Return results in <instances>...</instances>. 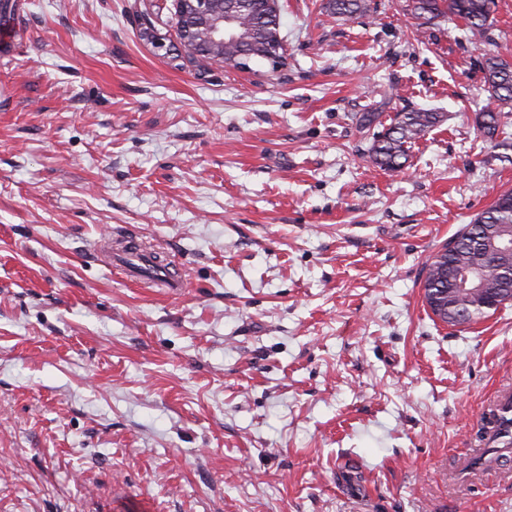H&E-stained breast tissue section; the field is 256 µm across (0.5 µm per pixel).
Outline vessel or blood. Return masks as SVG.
Masks as SVG:
<instances>
[{
    "label": "vessel or blood",
    "instance_id": "1",
    "mask_svg": "<svg viewBox=\"0 0 512 512\" xmlns=\"http://www.w3.org/2000/svg\"><path fill=\"white\" fill-rule=\"evenodd\" d=\"M119 239L121 245L110 253L109 264L125 279L159 283L171 295L184 290L186 282L182 275L160 264L154 251L143 246L136 234L124 232Z\"/></svg>",
    "mask_w": 512,
    "mask_h": 512
}]
</instances>
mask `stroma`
<instances>
[{"instance_id": "1", "label": "stroma", "mask_w": 512, "mask_h": 512, "mask_svg": "<svg viewBox=\"0 0 512 512\" xmlns=\"http://www.w3.org/2000/svg\"><path fill=\"white\" fill-rule=\"evenodd\" d=\"M326 2L279 0L287 68L202 74L172 0H0V512H512V453L462 476L512 393V301L450 326L423 291L512 189L487 47ZM370 109L445 119L392 174ZM118 225L180 296L105 266ZM368 0H328L326 8L344 20L357 19L370 11ZM509 112H503L501 109L488 108L483 112L476 115L475 122L477 128L484 136L493 139L494 136L499 134L500 129L506 126L504 118H508Z\"/></svg>"}]
</instances>
